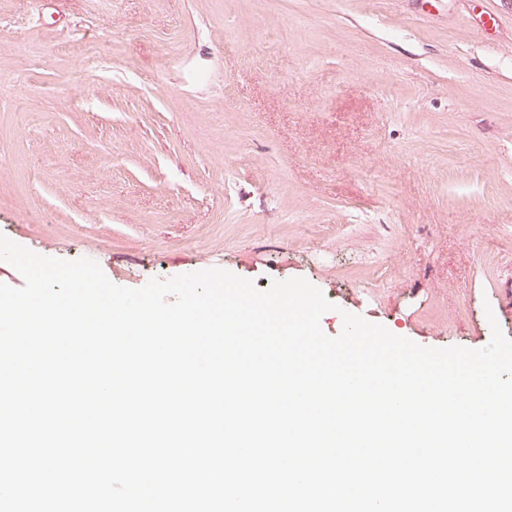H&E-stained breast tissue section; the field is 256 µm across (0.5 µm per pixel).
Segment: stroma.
<instances>
[{
  "mask_svg": "<svg viewBox=\"0 0 512 512\" xmlns=\"http://www.w3.org/2000/svg\"><path fill=\"white\" fill-rule=\"evenodd\" d=\"M0 232L512 338V0H0Z\"/></svg>",
  "mask_w": 512,
  "mask_h": 512,
  "instance_id": "obj_1",
  "label": "stroma"
}]
</instances>
